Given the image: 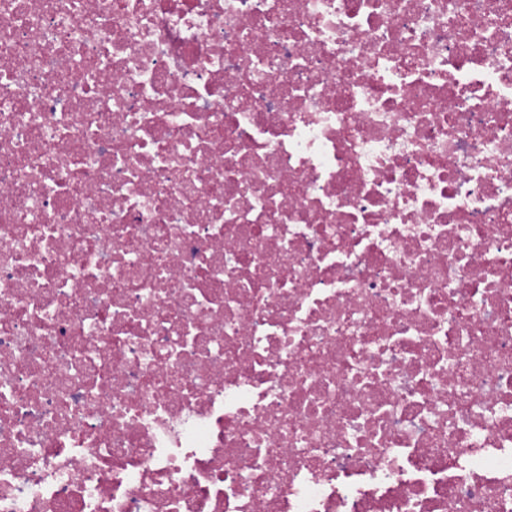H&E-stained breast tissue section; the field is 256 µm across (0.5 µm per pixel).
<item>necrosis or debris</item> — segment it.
<instances>
[{
    "label": "necrosis or debris",
    "instance_id": "obj_1",
    "mask_svg": "<svg viewBox=\"0 0 512 512\" xmlns=\"http://www.w3.org/2000/svg\"><path fill=\"white\" fill-rule=\"evenodd\" d=\"M0 512H512V0H0Z\"/></svg>",
    "mask_w": 512,
    "mask_h": 512
}]
</instances>
